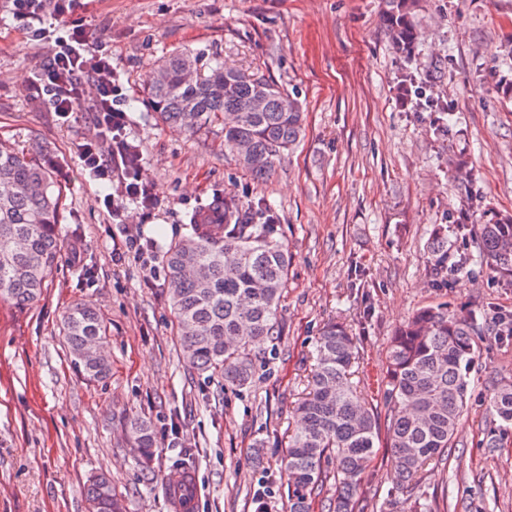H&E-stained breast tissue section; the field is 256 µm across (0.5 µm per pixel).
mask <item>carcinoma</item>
Listing matches in <instances>:
<instances>
[{
    "label": "carcinoma",
    "mask_w": 512,
    "mask_h": 512,
    "mask_svg": "<svg viewBox=\"0 0 512 512\" xmlns=\"http://www.w3.org/2000/svg\"><path fill=\"white\" fill-rule=\"evenodd\" d=\"M421 0H383L381 20L392 44L410 52L419 39ZM190 51L158 61L146 102L162 122L194 133L222 117L224 150L257 179L268 178L282 156L293 150L304 129L302 102L281 84L255 71L226 67L215 59L207 72ZM398 90L407 102L422 97L412 71L400 76ZM43 149H21L0 140V300L18 307L36 302L57 268L62 248L59 224L67 186ZM455 181L459 204H472L471 185ZM191 233L171 244L161 262L167 271L168 303L188 367L217 375L224 387L245 388L252 379L257 349L276 339L279 302L287 287L290 256L278 237L273 205L260 200L243 206L218 199L189 216ZM479 258L496 276L512 279V215H495L479 228ZM430 251L435 284L447 281L448 237L437 229ZM500 336H512V315L484 319ZM62 333L71 361L84 376L103 381L112 363L98 343L106 327L86 301L66 310ZM480 327L448 304L418 309L391 336L383 375L387 414L368 407L352 382L356 340L339 321L326 323L315 346V364L306 392L293 408V429L280 460L288 483L286 512H310L328 489V512H364L360 483L369 469L386 426L395 458L396 491L403 512H437L416 495L425 468L448 457L467 407ZM487 410L512 424V384L493 389ZM125 435L148 455L155 427L132 418ZM87 512H124V503L104 474L84 487Z\"/></svg>",
    "instance_id": "carcinoma-1"
}]
</instances>
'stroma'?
Segmentation results:
<instances>
[{
    "label": "stroma",
    "instance_id": "1",
    "mask_svg": "<svg viewBox=\"0 0 512 512\" xmlns=\"http://www.w3.org/2000/svg\"><path fill=\"white\" fill-rule=\"evenodd\" d=\"M381 0H76L90 41L112 55L127 114L124 135L159 203L109 215L106 190L84 174L79 147L90 113L62 118L32 87L36 64L58 50L0 0V139L48 147L68 186L59 267L40 300L0 301V512H85L90 473L108 474L126 512H176L165 490L178 450L194 449L193 512H286L280 458L292 408L331 319L357 338L353 381L378 414L392 331L418 308L445 302L483 315L512 313V280L474 261L475 229L512 213V98L496 89L491 60L512 43V0H423L421 40L404 60L381 23ZM189 49L203 60L262 72L306 106L305 136L272 176L254 179L224 151V127L195 133L159 122L145 102L157 60ZM425 96L451 112L415 111L397 90L403 67ZM449 124L453 137L439 128ZM466 161L473 205L460 211L451 161ZM217 197L264 198L275 207L290 254L280 334L256 353L246 388L228 389L183 361L161 256L190 232L188 215ZM471 232L460 235L459 220ZM448 234V257L471 263L435 287L428 241ZM155 244L138 263L126 235ZM156 278L146 281L148 267ZM93 303L112 374L85 378L59 332L73 302ZM473 392L447 461L430 465L418 493L440 512H512V426L494 421L486 394L512 383V338H475ZM151 418L156 444L138 460L121 424ZM393 456L378 441L360 487L365 512H399Z\"/></svg>",
    "mask_w": 512,
    "mask_h": 512
}]
</instances>
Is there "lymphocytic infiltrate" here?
Masks as SVG:
<instances>
[{"label":"lymphocytic infiltrate","mask_w":512,"mask_h":512,"mask_svg":"<svg viewBox=\"0 0 512 512\" xmlns=\"http://www.w3.org/2000/svg\"><path fill=\"white\" fill-rule=\"evenodd\" d=\"M69 7L58 0L54 16L63 30L60 50L32 85L37 93L49 97L55 111L74 112L86 108L92 112L95 137L82 144L79 159L85 170L97 179L108 180L125 165L122 132L126 113L117 108L119 89L112 80V56L102 45L89 42L82 24L70 21ZM108 148H101V141Z\"/></svg>","instance_id":"obj_1"}]
</instances>
